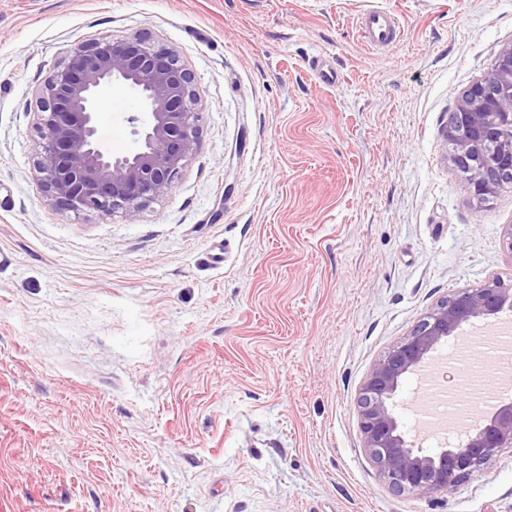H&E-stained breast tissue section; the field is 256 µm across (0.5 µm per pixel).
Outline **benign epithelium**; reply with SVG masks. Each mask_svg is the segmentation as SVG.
Segmentation results:
<instances>
[{
    "label": "benign epithelium",
    "mask_w": 512,
    "mask_h": 512,
    "mask_svg": "<svg viewBox=\"0 0 512 512\" xmlns=\"http://www.w3.org/2000/svg\"><path fill=\"white\" fill-rule=\"evenodd\" d=\"M129 91L142 101L147 123L130 118L137 146L114 153L97 139L104 92ZM192 72L173 49L147 34L106 36L73 44L37 99L40 144L34 162L40 188L57 211L121 213L134 219L147 202L166 195L199 144L200 112ZM448 159L463 187L480 203L512 178V42L490 73L471 84L448 113ZM512 311V285L499 278L444 298L368 372L357 399L364 448L379 475L399 494L451 493L501 450L512 449V399L491 405L483 421L450 433L433 451L403 431L397 413L406 378L425 367L463 324Z\"/></svg>",
    "instance_id": "benign-epithelium-1"
}]
</instances>
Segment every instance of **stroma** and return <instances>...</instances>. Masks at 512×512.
Masks as SVG:
<instances>
[{"instance_id":"obj_1","label":"stroma","mask_w":512,"mask_h":512,"mask_svg":"<svg viewBox=\"0 0 512 512\" xmlns=\"http://www.w3.org/2000/svg\"><path fill=\"white\" fill-rule=\"evenodd\" d=\"M373 10L396 46L359 37ZM139 33L193 72L200 146L135 219L53 210L38 92ZM510 42L512 0H0V512H512L511 449L399 494L356 406L439 301L512 284V188L472 199L443 136ZM105 99L120 152L111 105L141 107Z\"/></svg>"}]
</instances>
